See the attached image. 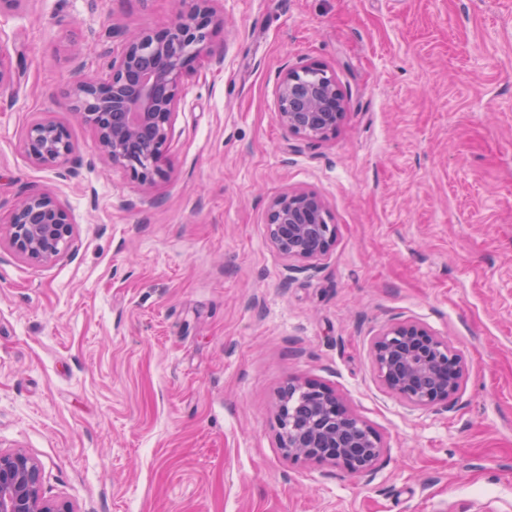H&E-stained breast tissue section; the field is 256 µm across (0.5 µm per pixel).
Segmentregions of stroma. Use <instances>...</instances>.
<instances>
[{
  "label": "stroma",
  "instance_id": "1",
  "mask_svg": "<svg viewBox=\"0 0 512 512\" xmlns=\"http://www.w3.org/2000/svg\"><path fill=\"white\" fill-rule=\"evenodd\" d=\"M222 64L181 91L171 168L150 191L99 158L62 107L120 38L174 0H26L0 20L17 70L0 95V223L46 191L73 247L35 265L0 245V449H26L46 497L76 512H512V0H217ZM320 61L334 134L277 112L281 73ZM67 125L51 170L20 142ZM318 193L336 243L293 271L269 201ZM414 319L468 375L453 408L377 379L372 337ZM324 384L377 432L373 474L293 464L275 406ZM24 153L36 164L57 169L74 158L76 145L67 128L53 119L30 124L22 137Z\"/></svg>",
  "mask_w": 512,
  "mask_h": 512
}]
</instances>
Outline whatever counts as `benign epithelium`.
I'll return each instance as SVG.
<instances>
[{"label": "benign epithelium", "instance_id": "obj_1", "mask_svg": "<svg viewBox=\"0 0 512 512\" xmlns=\"http://www.w3.org/2000/svg\"><path fill=\"white\" fill-rule=\"evenodd\" d=\"M214 0H184L169 26L123 36V47L104 77L76 81L67 111L86 124L99 154L149 189L169 169V143L185 79L195 65L213 57L210 36L222 23ZM15 71L0 43V91L14 86ZM278 117L291 134L322 140L336 131L344 99L328 66L313 61L282 73L277 86ZM24 153L36 164L57 169L74 158L67 128L53 119L30 124ZM267 236L281 254L315 262L336 242L324 200L315 192L287 189L268 205ZM10 249L38 265L70 249L74 223L69 208L48 192L23 196L4 230ZM381 384L418 408L451 406L465 383L467 366L448 342L414 320H396L372 339ZM277 439L292 463L328 462L363 477L373 472L384 448L379 435L352 414L332 389L290 380L279 391ZM0 512H74L68 501L42 491L41 467L23 448L0 450Z\"/></svg>", "mask_w": 512, "mask_h": 512}]
</instances>
